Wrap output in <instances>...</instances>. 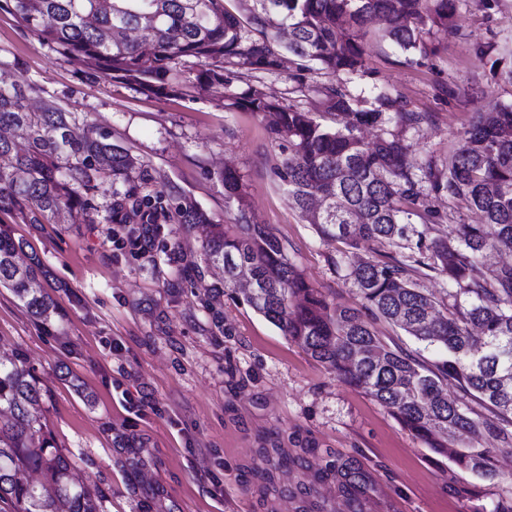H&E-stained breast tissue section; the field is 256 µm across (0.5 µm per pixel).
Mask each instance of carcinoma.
I'll list each match as a JSON object with an SVG mask.
<instances>
[{"mask_svg": "<svg viewBox=\"0 0 512 512\" xmlns=\"http://www.w3.org/2000/svg\"><path fill=\"white\" fill-rule=\"evenodd\" d=\"M458 0H5L23 25L44 42L95 74L123 79L154 98L181 93L183 69H197L196 86L227 88L237 70L277 73L284 59L352 77L361 72L365 25L373 18L405 52L424 48L423 36L453 28ZM256 34H250V31ZM29 84L0 85V213L23 224H54L64 214L94 208L110 182L112 223L124 225L127 242L142 228L158 234L165 224L185 231L211 219L172 186L145 192V165L112 136L94 126L75 132L78 117L56 105L34 109ZM339 126L252 89L234 105L271 116L268 138L280 149L276 176L293 208L316 233L340 242L337 269L344 272L361 308L334 305L311 287L290 262L285 245L261 224L250 223L240 177L226 169L224 203L237 204L235 224H212L201 264L224 267V290L245 274L251 292L243 301L309 357L368 396L434 453L465 472L493 482L499 474L491 438L512 446V265L489 276L479 266L491 254L512 250V105L480 113L466 145L438 169L433 160L413 171L406 165L403 132L430 121L407 103L380 92L361 107L346 86L318 89ZM395 122L396 130L385 126ZM366 126L379 128L369 142ZM446 195L480 213L483 223L427 239L411 219L430 194ZM492 227L488 233L486 227ZM361 241L407 243L401 257L348 261ZM24 243L0 228V288L13 292L29 316L49 327L60 317L54 299L34 283L46 276L37 257L17 260ZM448 278V302L417 287L414 266ZM215 288V291L222 290ZM399 328L424 348L446 357L430 363L418 349L389 344L373 326ZM455 388V395L445 391ZM39 381L26 361L0 358V512H100V495L73 481L76 457L46 438L37 416ZM24 468L44 481L21 479ZM336 480L352 501L365 475L349 462H329L318 472Z\"/></svg>", "mask_w": 512, "mask_h": 512, "instance_id": "carcinoma-1", "label": "carcinoma"}]
</instances>
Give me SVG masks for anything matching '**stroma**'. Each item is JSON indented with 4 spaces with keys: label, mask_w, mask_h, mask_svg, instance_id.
Listing matches in <instances>:
<instances>
[{
    "label": "stroma",
    "mask_w": 512,
    "mask_h": 512,
    "mask_svg": "<svg viewBox=\"0 0 512 512\" xmlns=\"http://www.w3.org/2000/svg\"><path fill=\"white\" fill-rule=\"evenodd\" d=\"M364 71L347 89L373 99L386 91L431 121L405 135L407 160L445 164L460 150L476 113L512 104V0H460L453 31L426 37L407 57L380 26L363 43ZM35 84L33 101L77 113L80 124L111 132L146 164L152 186H176L216 224H232L218 175L232 169L245 190L253 223L285 244L303 278L337 304L357 306L337 271L336 243L319 238L293 209L274 174L280 151L267 117L233 107L196 88L168 100L135 85L95 77L54 45L0 10V77ZM328 74L291 69L247 72L230 91L248 87L323 113L317 85ZM111 187L89 215L63 224H22L0 216L65 288L53 292L63 318L43 329L10 290L0 288V351L21 354L44 390L43 421L55 446L78 454L75 475L103 494V512H348L335 480L317 481L327 461L349 460L369 479L362 512H492L512 483V447L497 448L500 478L487 482L436 455L362 390L339 380L247 304L213 296L223 273L206 271L202 287L183 269L207 235L198 225L155 240L147 253L118 245L110 222ZM414 218L430 236L477 224L478 212L428 196ZM224 314L216 325L212 311ZM302 454V467L279 468L260 493L255 472L263 449ZM316 487L314 496L304 488Z\"/></svg>",
    "instance_id": "stroma-1"
}]
</instances>
